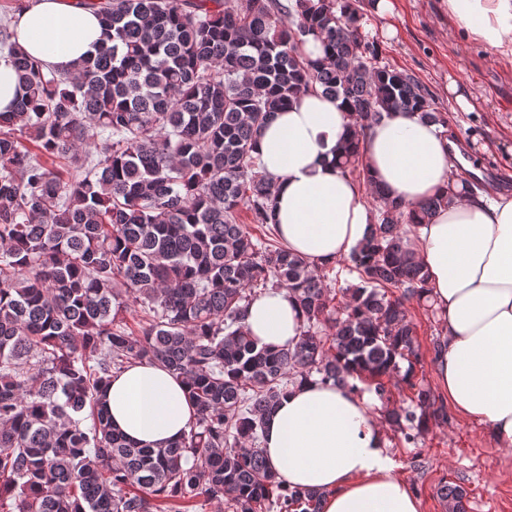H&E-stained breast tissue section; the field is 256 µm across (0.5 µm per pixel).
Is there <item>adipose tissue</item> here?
Instances as JSON below:
<instances>
[{"label":"adipose tissue","instance_id":"1","mask_svg":"<svg viewBox=\"0 0 512 512\" xmlns=\"http://www.w3.org/2000/svg\"><path fill=\"white\" fill-rule=\"evenodd\" d=\"M466 39L512 59V0H442ZM14 25L21 47L51 68L73 71L102 32L77 0H26ZM354 115L339 100L309 92L276 111L255 154L272 178L276 224L289 249L314 270L337 264L363 239L374 212L361 184L334 165ZM452 142L439 125L393 112L362 139L363 161L388 198L415 206L446 193ZM416 257L430 300L444 318L431 362L455 412L512 445V195L460 196L418 229ZM303 317L288 290H270L245 312L259 344L294 345ZM104 400L114 428L163 447L195 419L184 382L158 365L115 374ZM386 426L367 399L319 377L289 387L265 425L263 453L288 485L322 491V512H421L387 455Z\"/></svg>","mask_w":512,"mask_h":512}]
</instances>
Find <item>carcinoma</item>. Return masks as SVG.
Masks as SVG:
<instances>
[{
  "mask_svg": "<svg viewBox=\"0 0 512 512\" xmlns=\"http://www.w3.org/2000/svg\"><path fill=\"white\" fill-rule=\"evenodd\" d=\"M82 2L103 41L74 76L0 23L19 85L0 112V512H321V492L286 486L266 460L265 420L290 383L373 384L388 401L380 378L394 373L413 395L383 416L405 447L448 423L443 398L414 382L422 353L406 304H432L409 234L479 185L451 176L446 195L409 208L369 179L360 130L396 110L447 120L411 74L380 64L359 0ZM310 36L324 57L303 53ZM317 87L355 114L335 163L377 202L338 263L334 282L358 278L339 306L329 272L276 238L272 184L253 157L273 112ZM242 206L265 237L237 222ZM278 288L303 326L273 350L241 320ZM142 363L185 380L195 407L165 448L127 441L100 403L114 373ZM439 494L467 512L462 486Z\"/></svg>",
  "mask_w": 512,
  "mask_h": 512,
  "instance_id": "obj_1",
  "label": "carcinoma"
}]
</instances>
